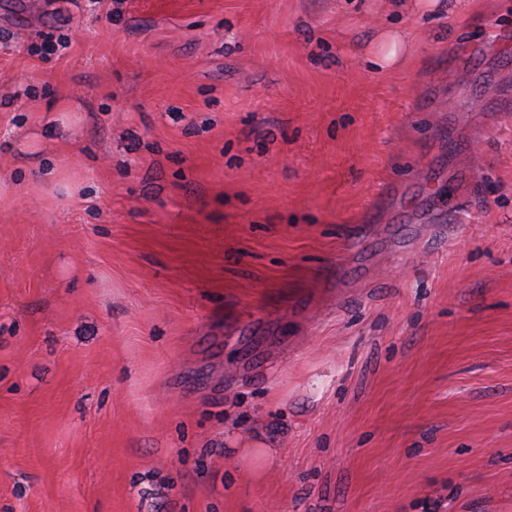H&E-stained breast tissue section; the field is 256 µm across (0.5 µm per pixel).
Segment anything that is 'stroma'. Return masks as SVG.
I'll return each mask as SVG.
<instances>
[{
	"instance_id": "1",
	"label": "stroma",
	"mask_w": 512,
	"mask_h": 512,
	"mask_svg": "<svg viewBox=\"0 0 512 512\" xmlns=\"http://www.w3.org/2000/svg\"><path fill=\"white\" fill-rule=\"evenodd\" d=\"M423 2L0 0V512H512V0ZM377 45L378 62L387 67L397 65L408 49L407 39L401 32L385 33Z\"/></svg>"
}]
</instances>
